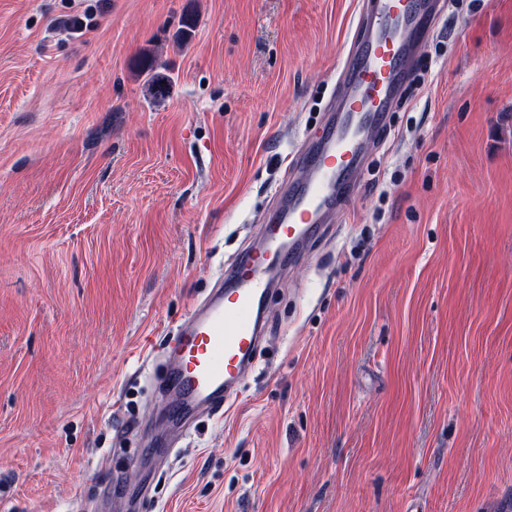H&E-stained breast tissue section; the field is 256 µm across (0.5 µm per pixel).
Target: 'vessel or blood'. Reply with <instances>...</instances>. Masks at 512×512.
Wrapping results in <instances>:
<instances>
[{"mask_svg": "<svg viewBox=\"0 0 512 512\" xmlns=\"http://www.w3.org/2000/svg\"><path fill=\"white\" fill-rule=\"evenodd\" d=\"M437 6L438 0H362L361 36L344 60L338 105L321 135L295 156L299 177L281 188L259 235L168 344L164 408L172 423L201 409L221 412L251 368L272 288L361 176L367 139L384 125Z\"/></svg>", "mask_w": 512, "mask_h": 512, "instance_id": "b4317fda", "label": "vessel or blood"}]
</instances>
